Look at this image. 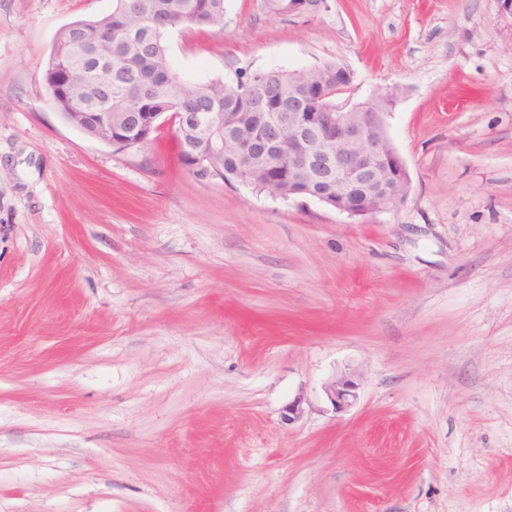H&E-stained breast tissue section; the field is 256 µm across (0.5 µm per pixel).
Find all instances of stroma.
Here are the masks:
<instances>
[{
  "label": "stroma",
  "mask_w": 512,
  "mask_h": 512,
  "mask_svg": "<svg viewBox=\"0 0 512 512\" xmlns=\"http://www.w3.org/2000/svg\"><path fill=\"white\" fill-rule=\"evenodd\" d=\"M224 4L174 70L343 64L396 93L409 194L351 218L197 178L169 123L90 138L44 72L113 0H0V512H512V9ZM359 384L350 375H342L327 383L324 393L333 409L343 410L358 399Z\"/></svg>",
  "instance_id": "stroma-1"
}]
</instances>
